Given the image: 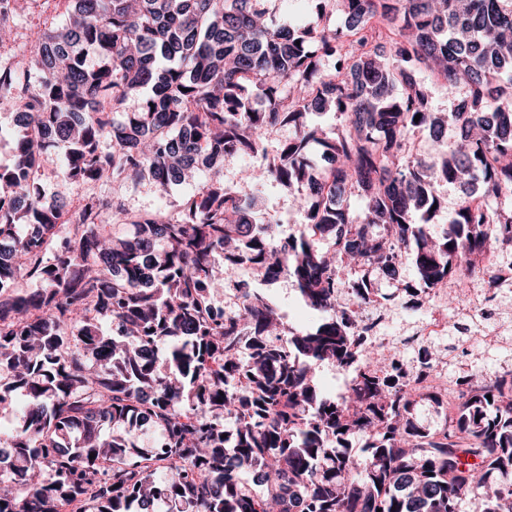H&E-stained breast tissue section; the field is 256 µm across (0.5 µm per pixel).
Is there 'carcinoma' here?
I'll use <instances>...</instances> for the list:
<instances>
[{
	"label": "carcinoma",
	"mask_w": 512,
	"mask_h": 512,
	"mask_svg": "<svg viewBox=\"0 0 512 512\" xmlns=\"http://www.w3.org/2000/svg\"><path fill=\"white\" fill-rule=\"evenodd\" d=\"M34 2L0 0V47ZM66 2L63 26L0 65V105L17 107L20 130L0 166V415L17 418L0 427L13 489L0 512H512V388L474 374L444 426L423 429L338 300L368 303L407 263L426 294L512 251V0H312L296 28L268 23L264 0ZM422 65L466 105L432 110ZM327 111L332 129L306 123ZM280 123L296 136L249 185L305 192V223L284 236L216 166L263 152ZM449 123L458 138L438 159L410 149ZM311 142L329 167L305 157ZM56 151L88 189L75 206L33 176ZM200 172L171 213L130 218L120 194L91 191L166 193ZM453 183L464 195L434 235L432 206ZM356 192L368 203L354 217ZM217 253L268 282L288 276L321 320L294 331L246 283L216 319ZM23 281L41 289L22 295ZM356 359L368 370L324 394L316 370ZM144 424L162 455L140 446Z\"/></svg>",
	"instance_id": "1"
}]
</instances>
